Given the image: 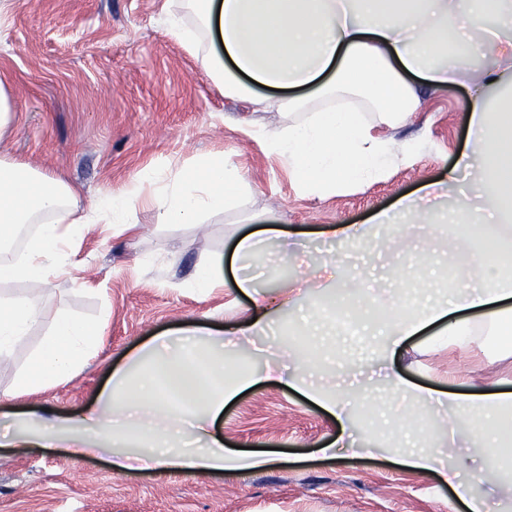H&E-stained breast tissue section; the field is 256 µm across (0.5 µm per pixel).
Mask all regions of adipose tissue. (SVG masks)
Returning <instances> with one entry per match:
<instances>
[{
  "instance_id": "1",
  "label": "adipose tissue",
  "mask_w": 512,
  "mask_h": 512,
  "mask_svg": "<svg viewBox=\"0 0 512 512\" xmlns=\"http://www.w3.org/2000/svg\"><path fill=\"white\" fill-rule=\"evenodd\" d=\"M199 24L217 28L220 48L199 52L200 65L225 94L262 109L287 111L288 122L270 135L268 150L288 162L301 194H336L383 177L410 163L417 148L374 137V123L397 125L417 105L418 85L442 89L465 85L470 93L468 135L476 155L458 168L477 167L478 177L460 187L454 214L464 230L453 233V263L460 280L446 297L420 312L400 314L387 324L379 364L400 353L406 340L426 327H448V342H480L472 315L487 317L495 334L512 335V32L499 25L512 16V0H190ZM494 52L491 65L463 67L472 44ZM284 91L281 99L258 88ZM313 90L317 102L304 96ZM144 185L105 194L77 207V191L63 180L0 155V283L32 280L49 284L79 268L77 242L86 225L123 230L137 221ZM251 193L229 156L214 153L182 167L171 186L150 205L158 224H192L206 211L239 206ZM329 280L314 272L296 287L262 290L240 274L238 290L252 303V321L216 336L204 327L159 336L139 352L142 372L129 378L117 369L101 394L98 415H21L0 433L1 448L60 447L82 455L111 449L112 470L124 474L145 466L188 474L242 472L265 467V453L227 450L210 429L225 404L242 390L278 373L275 365L239 370L231 352L296 306L301 293L320 291ZM42 318L33 298L0 296V361ZM101 326L59 314L46 341L18 376L27 393L77 371L98 345ZM311 357L297 359L290 376L342 432L328 453L345 447L350 418L339 392L308 382ZM448 406L462 418L485 415L474 450L442 461L434 449L402 454L404 466L438 474L452 486L468 512H485L472 491L473 477L496 483L483 460L512 455V393L477 397L449 394Z\"/></svg>"
}]
</instances>
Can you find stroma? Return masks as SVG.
I'll use <instances>...</instances> for the list:
<instances>
[{"mask_svg": "<svg viewBox=\"0 0 512 512\" xmlns=\"http://www.w3.org/2000/svg\"><path fill=\"white\" fill-rule=\"evenodd\" d=\"M180 14L201 45L188 0H16L0 16V84L11 91L16 119L0 136V152L18 163L62 178L91 201L153 172L160 183L185 163L212 153L230 154L251 194L239 207L203 215L196 224L162 226L140 205L138 222L120 234L104 225L82 236L86 265L50 285L17 281L0 287L25 295L44 311L41 325L0 362V415L43 412L74 415L100 406L110 370L126 365L153 337L192 326L226 327L245 321L250 301L232 276L200 292L199 268L229 256L234 239L276 224L290 239L321 243L342 224H366L428 181L446 178L466 139V87L421 90V103L403 125H376L374 136L417 143L407 165L344 193L302 195L286 162L269 153L264 135L286 116L225 95L201 69L196 53L165 31ZM321 260L318 252L265 256L256 268L263 285L288 287ZM335 262L360 280L356 328L340 324L307 337L324 367L312 382L344 389L355 430L366 451L320 452L338 425L301 392L273 378L241 391L224 406L214 432L227 449L266 447V467L234 474L175 471L113 473L110 453L76 456L65 448L0 447V512H466L448 485L399 462L413 435L448 452L471 435L448 440L444 415L385 384L357 396L338 374L340 364L370 365L381 342V314L408 312L438 294L454 277L449 260L430 249L404 257L396 225L377 228L356 247L337 246ZM104 319L97 349L72 377L35 393L11 396L16 377L41 347L57 313ZM395 370L410 382L465 396L512 391V349L492 344L459 349L439 328L411 337Z\"/></svg>", "mask_w": 512, "mask_h": 512, "instance_id": "35a3bbf8", "label": "stroma"}]
</instances>
